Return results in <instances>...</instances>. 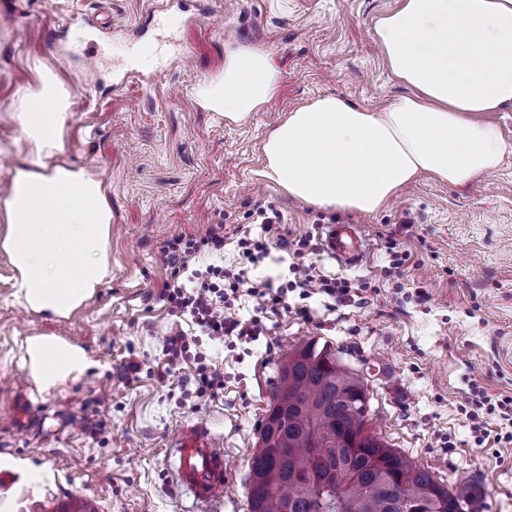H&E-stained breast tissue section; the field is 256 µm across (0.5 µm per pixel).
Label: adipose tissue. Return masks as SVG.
Listing matches in <instances>:
<instances>
[{
  "label": "adipose tissue",
  "mask_w": 512,
  "mask_h": 512,
  "mask_svg": "<svg viewBox=\"0 0 512 512\" xmlns=\"http://www.w3.org/2000/svg\"><path fill=\"white\" fill-rule=\"evenodd\" d=\"M375 39L406 94L376 111L333 94L288 111L263 152L265 177L289 198L373 214L419 177L465 188L512 152L492 118L512 106V0H399L377 20ZM280 81L267 50L228 44L223 69L194 96L240 123L276 97ZM70 106L50 74L22 94L13 117L29 149L0 197V250L15 269V295L55 318L91 299L110 273L112 209L102 182L55 161ZM26 355L43 392L92 366L83 348L54 336L31 338Z\"/></svg>",
  "instance_id": "adipose-tissue-1"
}]
</instances>
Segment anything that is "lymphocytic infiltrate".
I'll use <instances>...</instances> for the list:
<instances>
[{
    "mask_svg": "<svg viewBox=\"0 0 512 512\" xmlns=\"http://www.w3.org/2000/svg\"><path fill=\"white\" fill-rule=\"evenodd\" d=\"M238 255L234 267L208 264L205 270L191 269L190 263L202 255L217 256L224 252V230L217 227L207 230L200 237L179 233L164 241L161 252L171 268V280L164 289L170 316L175 317L163 340L162 352L167 373H175L188 358H195L196 374L191 389L185 397L214 398L224 389V373L206 363L203 355H192L191 342L181 327L182 320H190L202 335L215 341L236 337L247 342L263 335L265 325L260 317L243 319L234 310L242 297H252L262 309L273 313L288 311V294L299 291L302 298L324 294L337 303L353 301L361 296V289L353 287L346 279L327 278L313 273L306 258L314 247L309 238L297 241L289 266L293 281L274 287L271 280L254 276L253 271L269 253L265 238L242 231L237 240Z\"/></svg>",
    "mask_w": 512,
    "mask_h": 512,
    "instance_id": "1",
    "label": "lymphocytic infiltrate"
}]
</instances>
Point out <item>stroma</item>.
Segmentation results:
<instances>
[{
  "instance_id": "1",
  "label": "stroma",
  "mask_w": 512,
  "mask_h": 512,
  "mask_svg": "<svg viewBox=\"0 0 512 512\" xmlns=\"http://www.w3.org/2000/svg\"><path fill=\"white\" fill-rule=\"evenodd\" d=\"M396 0H171L169 19L149 21L153 0H0V196L22 135L10 117L18 92L52 71L69 91L63 161L94 172L112 208V276L64 319L34 312L13 295V269L0 251V502L16 512H248V459L257 446L279 358L298 343L328 344L368 379L371 431L433 472L444 485L479 489L465 512H512V444L480 445L505 433L499 414L470 418L472 389L512 398V154L458 190L422 178L368 216L297 203L263 175L272 124L305 100L338 94L368 108L404 94L375 43L374 23ZM236 37L272 55L280 90L242 124L195 101L194 86L224 66ZM166 43L164 71L133 66L143 44ZM194 48L191 63L178 59ZM279 214L270 256L259 269L290 280L282 239L311 237L316 274L366 287L363 305L307 299L309 319L268 315L265 335L195 349L222 360L224 392L188 399L196 363L165 371L171 318L162 296L171 269L161 242L180 232L224 227V264L236 261L237 228L259 231L261 212ZM326 224L357 225L361 262L338 266L320 249ZM410 258L385 276L388 240ZM47 335L83 347L85 377L39 391L22 361L28 338ZM138 372L127 370L129 362ZM54 415L57 437L22 432L20 410ZM104 422L85 431L86 417ZM200 424L224 448L227 491L217 507L175 490L168 448L183 426ZM48 475L33 487L21 468Z\"/></svg>"
}]
</instances>
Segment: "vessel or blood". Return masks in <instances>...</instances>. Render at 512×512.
Returning <instances> with one entry per match:
<instances>
[{
  "label": "vessel or blood",
  "mask_w": 512,
  "mask_h": 512,
  "mask_svg": "<svg viewBox=\"0 0 512 512\" xmlns=\"http://www.w3.org/2000/svg\"><path fill=\"white\" fill-rule=\"evenodd\" d=\"M326 255L345 267L355 266L363 257L364 240L353 224L323 227ZM177 457L173 471L178 488L196 501L207 504L223 500L227 484L224 450L202 425L182 427L174 443Z\"/></svg>",
  "instance_id": "obj_1"
}]
</instances>
